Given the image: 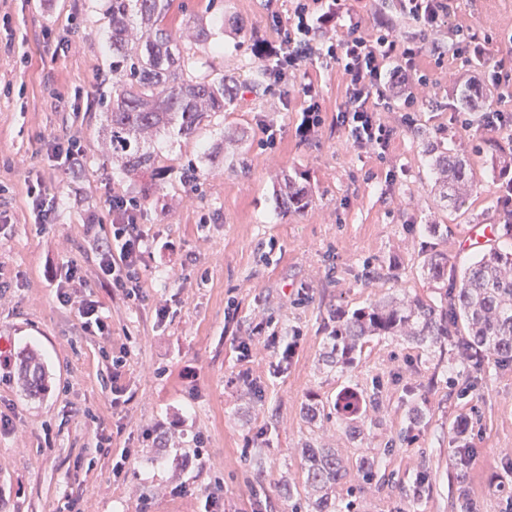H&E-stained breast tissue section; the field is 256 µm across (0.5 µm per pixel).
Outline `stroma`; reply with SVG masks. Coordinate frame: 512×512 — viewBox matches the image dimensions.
<instances>
[{
	"label": "stroma",
	"mask_w": 512,
	"mask_h": 512,
	"mask_svg": "<svg viewBox=\"0 0 512 512\" xmlns=\"http://www.w3.org/2000/svg\"><path fill=\"white\" fill-rule=\"evenodd\" d=\"M294 0H174L170 26L185 14L223 18L224 52L209 64L237 84L216 124L189 140L154 144L163 179L143 200L142 225L157 241L142 270L144 298L124 299L94 285L108 336L81 328L75 308L56 298L68 263L94 276L89 213L108 190L131 183L104 160L99 110L70 111L74 95L98 98L110 75L102 0H0V512H204L205 495L224 512H314L302 448H332L347 467L379 468L371 484L345 480L338 512H457L466 488L477 512H512V367L470 377L451 344L433 348L407 336H375L351 371L326 363L340 312L380 300H440L425 265L434 251L463 267L475 257L459 242L475 224L496 226L500 180L473 152L483 112L504 111L489 138L512 142V102L482 100L457 119L462 78L493 85L512 62V0H453L447 22L427 29L400 0H348L363 36L388 27L418 51L414 99L389 96L378 117L394 132L386 152L351 144L336 119L348 79L337 62L313 57L270 76L259 49L292 29ZM487 41L481 66L455 56L457 29ZM71 42L56 54L58 42ZM262 78L261 94L249 93ZM313 86L323 123L297 128ZM80 140L83 169L52 166L46 143ZM468 157L477 182L461 209L432 188L428 151ZM43 171L59 191L55 221L34 224L24 179ZM308 192L305 210L279 207L283 176ZM439 224L441 237L425 227ZM168 306L165 320L155 310ZM235 310L242 333L267 325L298 348L280 362L265 336H252L240 362L224 331ZM31 349L46 372L30 391L18 371ZM122 358L121 397L112 395V360ZM351 390L364 403L359 435L331 412ZM468 417L473 458L456 464L451 432ZM112 438L97 445V433Z\"/></svg>",
	"instance_id": "stroma-1"
}]
</instances>
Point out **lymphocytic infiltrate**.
Listing matches in <instances>:
<instances>
[{"label": "lymphocytic infiltrate", "instance_id": "lymphocytic-infiltrate-1", "mask_svg": "<svg viewBox=\"0 0 512 512\" xmlns=\"http://www.w3.org/2000/svg\"><path fill=\"white\" fill-rule=\"evenodd\" d=\"M346 12V0H322L320 10H310L305 0H298L293 11V26L300 39L288 44H266L261 56L286 62L296 68L313 55L306 38L313 30L339 27ZM325 56L336 60L348 77L347 108L339 115L340 123L357 147L367 145L387 149L392 133L378 119L377 108L385 89L406 86L415 73V49L404 46L390 33L373 37L359 34L348 27L342 38L325 45ZM26 193L31 215L36 223H52L58 192L48 186L41 171H29ZM105 203L112 218V235L97 239V280L106 288L121 292L126 298L143 296L140 271L152 244L140 222L141 208L124 194L110 192ZM90 283L78 265H68L57 289L61 304L76 307L86 333L107 336L110 325L100 316L99 304L89 291Z\"/></svg>", "mask_w": 512, "mask_h": 512}]
</instances>
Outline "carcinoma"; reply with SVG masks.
<instances>
[{
    "label": "carcinoma",
    "mask_w": 512,
    "mask_h": 512,
    "mask_svg": "<svg viewBox=\"0 0 512 512\" xmlns=\"http://www.w3.org/2000/svg\"><path fill=\"white\" fill-rule=\"evenodd\" d=\"M174 0H106L104 15L110 29L112 86L102 94L98 134L106 161L130 180L158 174V155L151 150L155 134L196 136L232 101L231 80L210 68V50L220 49L214 36L224 33V20L197 15L185 20L177 35L167 24ZM478 151L489 154L492 170L502 180L504 196L512 197V146L481 140ZM433 188L455 206L475 181L471 164L448 150L432 152ZM283 207L300 211L308 195L287 178ZM431 277L450 282L441 303L416 299L400 307L376 302L351 313H340L331 331V362L353 367L355 352L372 336H398L411 325L417 340L431 346L455 344L475 371L488 363L512 367V247L480 251L461 272L448 270V257H427ZM20 374L30 388L41 384L43 368L36 356H21ZM338 417L350 426L359 419L360 399L344 392L333 403ZM306 478L319 512L328 507L329 492L349 471L332 448H308Z\"/></svg>",
    "instance_id": "cac0c4a2"
}]
</instances>
